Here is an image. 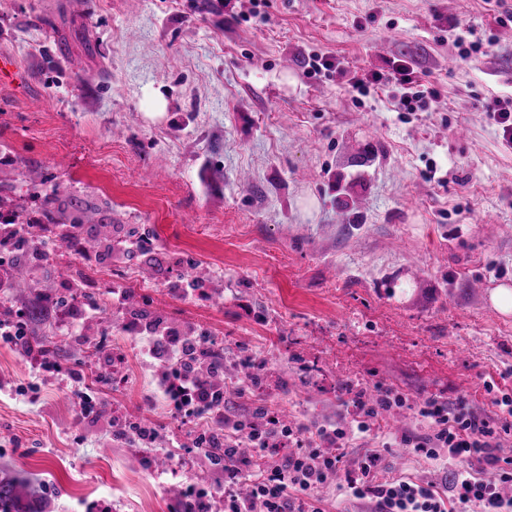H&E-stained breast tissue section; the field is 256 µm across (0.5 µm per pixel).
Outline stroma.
<instances>
[{
  "mask_svg": "<svg viewBox=\"0 0 512 512\" xmlns=\"http://www.w3.org/2000/svg\"><path fill=\"white\" fill-rule=\"evenodd\" d=\"M504 10L512 0H241L233 20L219 0H0V55L23 74L0 83V153L26 161L0 166V188L36 183L99 233H145L159 261L138 303L223 346L237 412L339 422L357 382L493 412L485 382L512 389V314L489 300L512 286V149L483 106L512 94ZM315 52L336 69L308 75ZM396 59L436 102L353 97L352 78ZM187 277L203 300L179 294ZM109 321L125 318L104 300L84 366L123 354L114 386L32 368L0 342V470L39 480V512H171L175 492L217 483L196 421ZM249 356L268 380L241 395ZM117 409L156 431L142 464L112 433ZM380 454L378 479L444 484L408 449Z\"/></svg>",
  "mask_w": 512,
  "mask_h": 512,
  "instance_id": "obj_1",
  "label": "stroma"
}]
</instances>
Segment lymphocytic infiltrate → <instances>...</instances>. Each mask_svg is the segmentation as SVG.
<instances>
[{"instance_id":"lymphocytic-infiltrate-1","label":"lymphocytic infiltrate","mask_w":512,"mask_h":512,"mask_svg":"<svg viewBox=\"0 0 512 512\" xmlns=\"http://www.w3.org/2000/svg\"><path fill=\"white\" fill-rule=\"evenodd\" d=\"M406 61L390 69L353 79L351 87L367 95L374 86L394 87L400 110L413 112L435 101L438 90L413 77ZM143 338L141 353L157 362L159 381L168 394L184 405L219 409V428L195 435L199 453L224 451V474L217 487L224 496V512H325L317 490L344 471V491L351 503L368 505L369 512H512V497L502 485H512V466L501 465L497 455L512 438V394L492 393L494 413L475 408L469 398L432 395L415 404L423 431L403 433L399 441L414 453L445 469L444 487L409 478L377 480L380 453L369 449L374 421L406 400L383 385L374 390L347 387L348 423L326 422L307 430L283 424L269 410L245 415L226 407L223 385L197 377L188 359L201 342L195 330L164 321L136 325ZM360 445L352 466H345L342 449ZM478 458L495 465L497 482L476 477L468 466Z\"/></svg>"}]
</instances>
